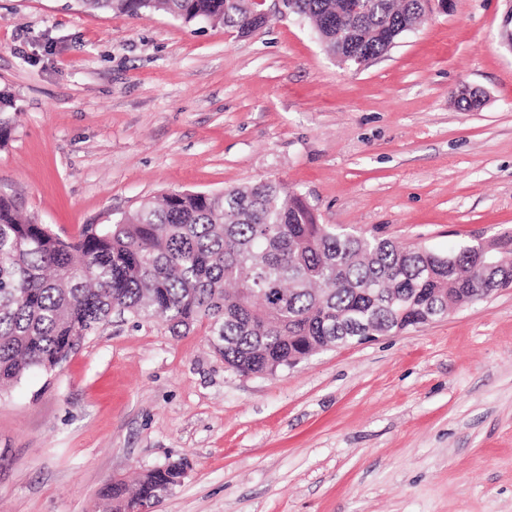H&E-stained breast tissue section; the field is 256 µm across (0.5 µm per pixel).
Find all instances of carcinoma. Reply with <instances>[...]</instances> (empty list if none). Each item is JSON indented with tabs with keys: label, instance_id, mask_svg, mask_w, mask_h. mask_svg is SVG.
<instances>
[{
	"label": "carcinoma",
	"instance_id": "obj_1",
	"mask_svg": "<svg viewBox=\"0 0 512 512\" xmlns=\"http://www.w3.org/2000/svg\"><path fill=\"white\" fill-rule=\"evenodd\" d=\"M89 10L138 16L161 11L189 23L245 32L264 20L245 0H78ZM292 0L294 14L324 24L328 53L340 46L383 54L424 18V0ZM500 267L483 268L469 243L441 255L320 224L302 194L272 181L221 193L174 192L147 200L108 225L85 226L71 242L0 195V385L32 369L53 371L114 310L161 319L185 336L207 321L216 353L240 375L274 374L336 347L357 327L429 324L434 312L512 288V232L495 237ZM183 463L142 472L134 490L114 479L98 512L156 507L181 484Z\"/></svg>",
	"mask_w": 512,
	"mask_h": 512
}]
</instances>
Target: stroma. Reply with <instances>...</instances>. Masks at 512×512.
I'll use <instances>...</instances> for the list:
<instances>
[{
  "mask_svg": "<svg viewBox=\"0 0 512 512\" xmlns=\"http://www.w3.org/2000/svg\"><path fill=\"white\" fill-rule=\"evenodd\" d=\"M263 8L243 37L0 0V194L66 239L266 179L320 223L439 254L512 230L505 0H452L359 70ZM171 459L187 473L157 512H512V288L263 376L206 324L115 315L0 392V512H96L104 484Z\"/></svg>",
  "mask_w": 512,
  "mask_h": 512,
  "instance_id": "stroma-1",
  "label": "stroma"
}]
</instances>
